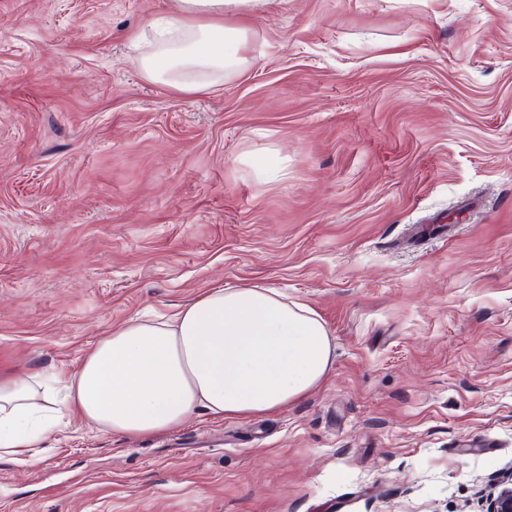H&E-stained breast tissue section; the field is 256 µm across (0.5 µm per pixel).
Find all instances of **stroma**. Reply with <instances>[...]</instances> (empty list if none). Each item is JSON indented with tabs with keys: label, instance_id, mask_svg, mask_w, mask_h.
Returning <instances> with one entry per match:
<instances>
[{
	"label": "stroma",
	"instance_id": "obj_1",
	"mask_svg": "<svg viewBox=\"0 0 512 512\" xmlns=\"http://www.w3.org/2000/svg\"><path fill=\"white\" fill-rule=\"evenodd\" d=\"M169 4L0 0V378L68 379L219 285L310 307L333 364L265 415L70 418L0 459V512H484L512 466V0H284L198 94L129 40ZM246 162H249L258 170L266 182H275L284 175V168L278 154L269 148L251 150L248 153Z\"/></svg>",
	"mask_w": 512,
	"mask_h": 512
}]
</instances>
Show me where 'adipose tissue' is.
<instances>
[{
  "instance_id": "obj_1",
  "label": "adipose tissue",
  "mask_w": 512,
  "mask_h": 512,
  "mask_svg": "<svg viewBox=\"0 0 512 512\" xmlns=\"http://www.w3.org/2000/svg\"><path fill=\"white\" fill-rule=\"evenodd\" d=\"M280 0H171L135 41L152 39L143 76L195 94L242 72L248 28L238 18ZM324 322L266 286L211 288L169 319L134 317L102 338L74 374L62 403L37 379L0 380V458L30 465L37 445L75 416L106 433L140 437L185 422L197 408L221 417L288 405L329 373Z\"/></svg>"
}]
</instances>
